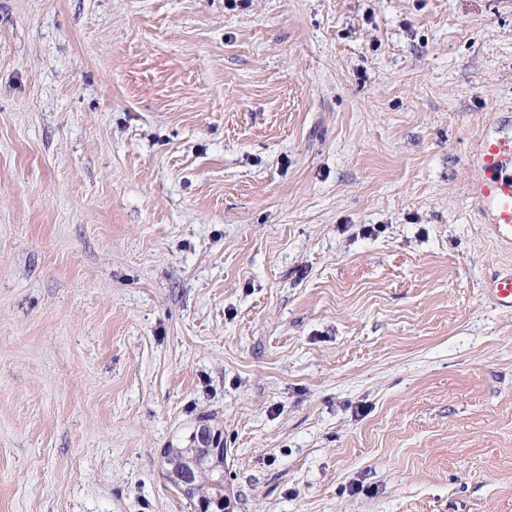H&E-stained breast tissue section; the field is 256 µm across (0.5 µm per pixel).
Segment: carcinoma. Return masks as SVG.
Here are the masks:
<instances>
[{"label":"carcinoma","mask_w":512,"mask_h":512,"mask_svg":"<svg viewBox=\"0 0 512 512\" xmlns=\"http://www.w3.org/2000/svg\"><path fill=\"white\" fill-rule=\"evenodd\" d=\"M197 459V469L192 485L186 490L190 499L207 502L216 512L226 510L224 498V449L222 448H172L169 450L170 479L177 482L189 460Z\"/></svg>","instance_id":"1"}]
</instances>
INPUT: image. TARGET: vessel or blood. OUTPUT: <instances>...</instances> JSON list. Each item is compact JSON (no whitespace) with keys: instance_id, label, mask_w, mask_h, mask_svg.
<instances>
[{"instance_id":"1","label":"vessel or blood","mask_w":512,"mask_h":512,"mask_svg":"<svg viewBox=\"0 0 512 512\" xmlns=\"http://www.w3.org/2000/svg\"><path fill=\"white\" fill-rule=\"evenodd\" d=\"M477 161L481 178L472 185L471 193L487 215L488 227L503 246L512 245V135L503 131L485 136L480 142ZM495 305L512 311V273L498 274L486 283Z\"/></svg>"}]
</instances>
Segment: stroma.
I'll use <instances>...</instances> for the list:
<instances>
[{"label": "stroma", "mask_w": 512, "mask_h": 512, "mask_svg": "<svg viewBox=\"0 0 512 512\" xmlns=\"http://www.w3.org/2000/svg\"><path fill=\"white\" fill-rule=\"evenodd\" d=\"M512 0H0V512H512L470 193ZM170 479H177L190 459H197L201 466L197 469L192 485L186 490L187 496L198 504L207 502L215 512L226 510L224 498V449L221 448H170ZM221 510V511H218Z\"/></svg>", "instance_id": "obj_1"}]
</instances>
